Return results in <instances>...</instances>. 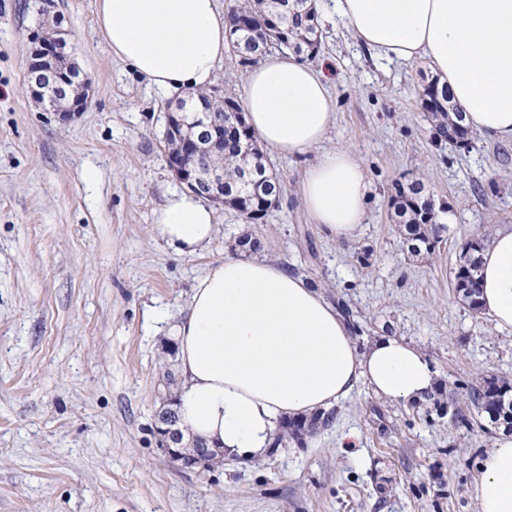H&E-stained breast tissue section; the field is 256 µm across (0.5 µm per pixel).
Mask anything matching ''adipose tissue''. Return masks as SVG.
Listing matches in <instances>:
<instances>
[{"label":"adipose tissue","instance_id":"adipose-tissue-1","mask_svg":"<svg viewBox=\"0 0 512 512\" xmlns=\"http://www.w3.org/2000/svg\"><path fill=\"white\" fill-rule=\"evenodd\" d=\"M331 17L385 61H427L486 139L512 142V0H330ZM110 52L168 94L212 86L224 60L227 20L217 0H96ZM240 99L251 130L271 151L310 155L300 198L339 241L354 238L369 179L347 149L320 151L335 120L324 71L292 56H264ZM214 211L191 191L155 215L177 253L206 248ZM480 303L512 329V230H498L481 258ZM183 432L242 457L272 447L282 420L331 408L361 384L393 402L423 399L439 372L417 346L382 336L358 347L343 317L305 277L265 258L225 257L200 277L175 326ZM479 512H512V436L501 434L474 479Z\"/></svg>","mask_w":512,"mask_h":512}]
</instances>
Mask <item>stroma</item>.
Segmentation results:
<instances>
[{
    "label": "stroma",
    "instance_id": "stroma-1",
    "mask_svg": "<svg viewBox=\"0 0 512 512\" xmlns=\"http://www.w3.org/2000/svg\"><path fill=\"white\" fill-rule=\"evenodd\" d=\"M24 2L0 0V512H478L471 485L500 430L456 426L439 406L487 376L512 383V331L472 314L454 288L465 244L512 228V143L476 133L464 147L435 143L422 107L428 63L377 59L342 24L320 21L318 52L300 59L334 69L323 149L350 150L371 183L355 239L314 224L299 196L303 161L267 151L278 204L252 224L215 206L211 244L180 255L154 224L184 189L163 141L177 95L110 53L96 0H55L93 81L87 109L61 121L31 91ZM416 178L447 226L417 257L391 205ZM244 234L342 302L357 346L400 336L423 350L438 398L396 403L362 385L305 446L181 471L152 430L170 330L196 280Z\"/></svg>",
    "mask_w": 512,
    "mask_h": 512
}]
</instances>
